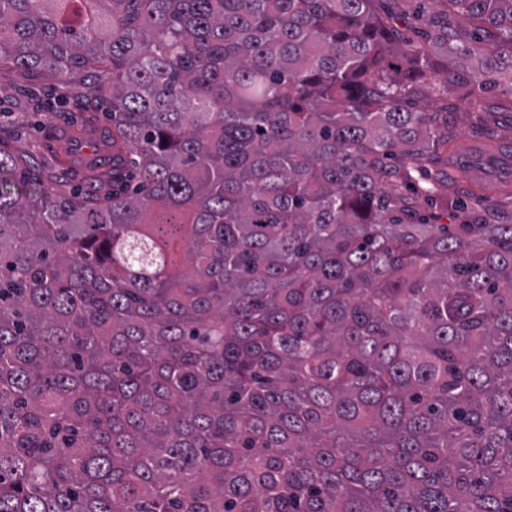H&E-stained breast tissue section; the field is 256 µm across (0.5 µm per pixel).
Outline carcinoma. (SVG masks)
Segmentation results:
<instances>
[{
  "mask_svg": "<svg viewBox=\"0 0 512 512\" xmlns=\"http://www.w3.org/2000/svg\"><path fill=\"white\" fill-rule=\"evenodd\" d=\"M389 2L0 0L110 120L102 195L0 148V512H512V184L418 106L512 0ZM83 177L84 169L71 167L70 170L65 171V173L57 172L52 180H46V184L48 187L62 188L63 190L88 192L90 186ZM61 185L64 186L61 187Z\"/></svg>",
  "mask_w": 512,
  "mask_h": 512,
  "instance_id": "carcinoma-1",
  "label": "carcinoma"
}]
</instances>
